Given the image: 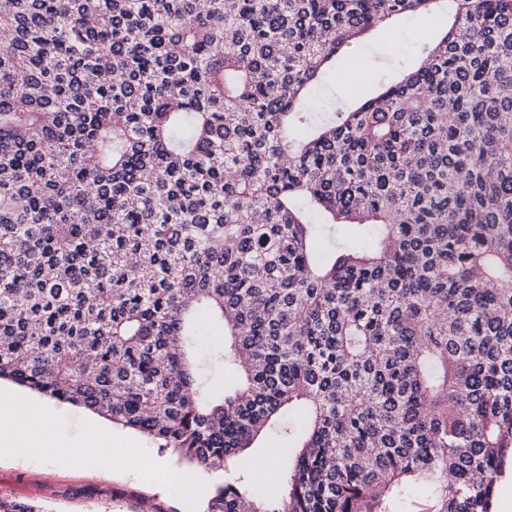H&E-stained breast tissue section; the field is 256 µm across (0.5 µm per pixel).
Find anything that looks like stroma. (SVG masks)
<instances>
[{"mask_svg":"<svg viewBox=\"0 0 512 512\" xmlns=\"http://www.w3.org/2000/svg\"><path fill=\"white\" fill-rule=\"evenodd\" d=\"M416 18L397 19L383 28L371 30L362 44L341 52L315 96L353 107L375 96L383 79H399L404 67L415 65ZM24 410L13 419L27 427L34 445L21 456L0 454V498L32 502L47 512H203L224 476L191 468L171 451L159 449L147 436L116 425L112 428L113 447L142 448L152 464L127 467L123 456H115L110 474H102L91 464L93 450L88 443L87 409L59 402L30 389H22ZM49 412L54 439L63 443L71 457L67 467L53 466L40 457L43 440L31 406ZM289 446L279 429L265 433L256 448L249 450L227 470L262 478L268 461H280ZM176 467L197 479L195 492L188 496L169 494L167 470Z\"/></svg>","mask_w":512,"mask_h":512,"instance_id":"35a3bbf8","label":"stroma"}]
</instances>
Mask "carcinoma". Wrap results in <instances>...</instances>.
I'll list each match as a JSON object with an SVG mask.
<instances>
[{"mask_svg":"<svg viewBox=\"0 0 512 512\" xmlns=\"http://www.w3.org/2000/svg\"><path fill=\"white\" fill-rule=\"evenodd\" d=\"M442 3L401 81L311 107L336 53ZM202 312L230 336L204 353ZM2 379L211 473L300 409L279 481L205 512H493L512 0H0Z\"/></svg>","mask_w":512,"mask_h":512,"instance_id":"cac0c4a2","label":"carcinoma"}]
</instances>
